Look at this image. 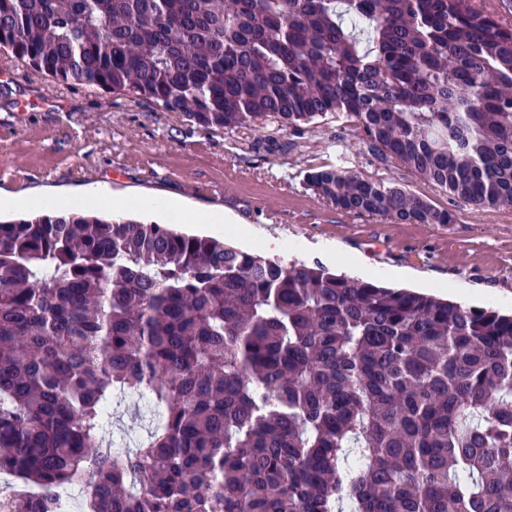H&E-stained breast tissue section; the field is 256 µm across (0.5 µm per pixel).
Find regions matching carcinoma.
Instances as JSON below:
<instances>
[{
    "label": "carcinoma",
    "mask_w": 512,
    "mask_h": 512,
    "mask_svg": "<svg viewBox=\"0 0 512 512\" xmlns=\"http://www.w3.org/2000/svg\"><path fill=\"white\" fill-rule=\"evenodd\" d=\"M485 0H0V51L206 128L328 115L378 167L512 206V25ZM304 184L456 214L342 164ZM163 422L121 457L105 415ZM87 512H512V314L60 206L0 222V472ZM9 512H59L19 497Z\"/></svg>",
    "instance_id": "obj_1"
}]
</instances>
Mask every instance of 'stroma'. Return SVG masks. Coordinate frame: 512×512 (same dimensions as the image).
Wrapping results in <instances>:
<instances>
[{
	"label": "stroma",
	"instance_id": "obj_1",
	"mask_svg": "<svg viewBox=\"0 0 512 512\" xmlns=\"http://www.w3.org/2000/svg\"><path fill=\"white\" fill-rule=\"evenodd\" d=\"M0 192L67 199L175 196L200 212L315 244L303 262L349 272L360 257L371 279L452 298L469 285L473 306L512 310V207L476 209L403 169L372 165L353 131L328 117L301 135L271 123L205 128L144 99L36 74L0 53ZM52 98L54 108L39 107ZM28 100L16 117L18 100ZM343 161L353 170L455 210L453 224H395L344 213L303 183L305 171Z\"/></svg>",
	"mask_w": 512,
	"mask_h": 512
}]
</instances>
